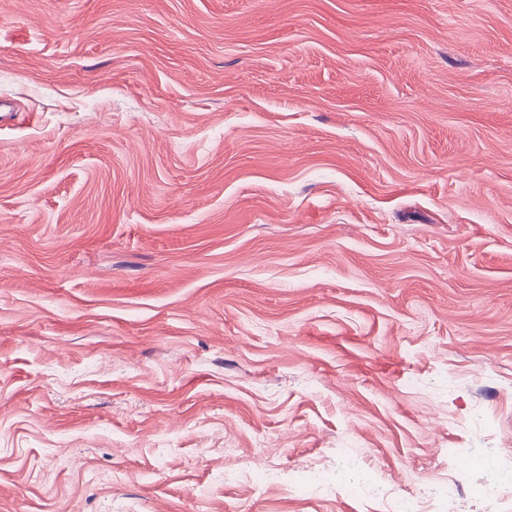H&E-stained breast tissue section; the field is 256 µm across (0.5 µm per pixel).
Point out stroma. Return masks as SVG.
<instances>
[{
	"mask_svg": "<svg viewBox=\"0 0 512 512\" xmlns=\"http://www.w3.org/2000/svg\"><path fill=\"white\" fill-rule=\"evenodd\" d=\"M2 100L0 512L512 460V0H0Z\"/></svg>",
	"mask_w": 512,
	"mask_h": 512,
	"instance_id": "obj_1",
	"label": "stroma"
}]
</instances>
